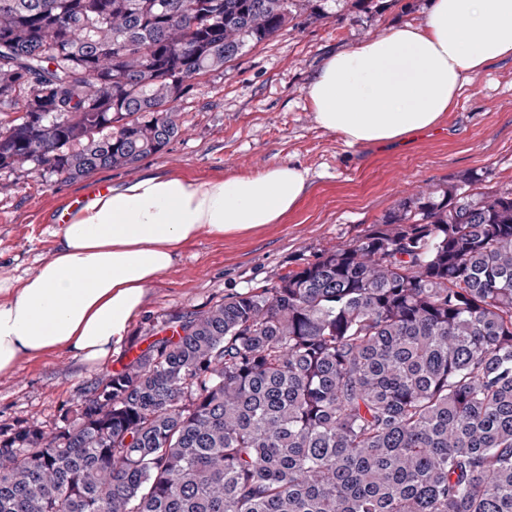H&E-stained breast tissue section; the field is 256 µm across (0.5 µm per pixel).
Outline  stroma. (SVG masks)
<instances>
[{"label":"stroma","instance_id":"35a3bbf8","mask_svg":"<svg viewBox=\"0 0 512 512\" xmlns=\"http://www.w3.org/2000/svg\"><path fill=\"white\" fill-rule=\"evenodd\" d=\"M379 2V9L368 11L358 0H319L316 16L300 15L295 28L231 68L195 79L178 103L181 135L133 167L67 183L50 174L0 169V281L33 270L54 250L56 215L96 184L153 173L187 180L256 175L282 163L309 171L297 208L279 223L221 238L201 234L187 243L175 265L147 288L140 315L105 364L50 353L0 374V425L53 418L145 348L165 322L295 269L360 235L427 185L471 170L493 185H512V58L490 63L462 88L439 122L446 135L419 130L402 141L351 146L317 123L307 88L330 54L399 24L425 22L429 0Z\"/></svg>","mask_w":512,"mask_h":512}]
</instances>
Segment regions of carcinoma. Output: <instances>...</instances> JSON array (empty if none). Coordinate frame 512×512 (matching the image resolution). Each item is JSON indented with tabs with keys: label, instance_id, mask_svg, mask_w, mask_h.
<instances>
[{
	"label": "carcinoma",
	"instance_id": "carcinoma-1",
	"mask_svg": "<svg viewBox=\"0 0 512 512\" xmlns=\"http://www.w3.org/2000/svg\"><path fill=\"white\" fill-rule=\"evenodd\" d=\"M0 0V168L182 131L190 81L314 0ZM0 512H512V187L468 171L0 427Z\"/></svg>",
	"mask_w": 512,
	"mask_h": 512
}]
</instances>
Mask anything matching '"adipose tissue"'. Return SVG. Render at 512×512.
<instances>
[{"label": "adipose tissue", "instance_id": "obj_1", "mask_svg": "<svg viewBox=\"0 0 512 512\" xmlns=\"http://www.w3.org/2000/svg\"><path fill=\"white\" fill-rule=\"evenodd\" d=\"M509 56L512 0H431L424 25L329 56L307 97L318 124L348 144L394 140L435 125L465 81ZM307 180L292 164L202 181L157 173L93 196L67 215L33 272L0 283V374L54 351L103 362L187 242L277 223Z\"/></svg>", "mask_w": 512, "mask_h": 512}]
</instances>
